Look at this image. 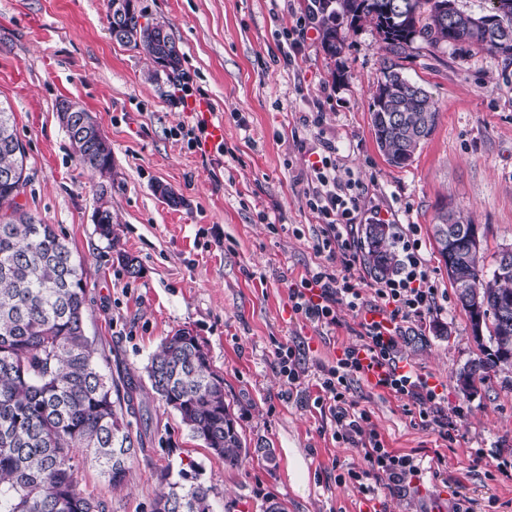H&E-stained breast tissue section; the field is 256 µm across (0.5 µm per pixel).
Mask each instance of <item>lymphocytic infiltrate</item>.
<instances>
[{
	"label": "lymphocytic infiltrate",
	"instance_id": "lymphocytic-infiltrate-1",
	"mask_svg": "<svg viewBox=\"0 0 512 512\" xmlns=\"http://www.w3.org/2000/svg\"><path fill=\"white\" fill-rule=\"evenodd\" d=\"M313 173L305 204L323 223L316 249L326 254L329 263L291 287L289 299L295 313L311 323L331 327L338 323L337 305H346L358 314L363 311V278L355 237L360 197L354 183L339 179L331 157H322L314 165ZM393 242L402 255L400 270L394 277L375 283V293L385 305L381 320L361 322V344L347 348L343 358L324 371L319 382L321 393L314 399L316 406L328 409L337 435L351 441L361 435L367 415L354 410L347 400L346 382L349 376L363 375L369 363L381 371L378 387L414 400L420 408L421 420L428 425L442 430L448 427L440 397L427 378L399 365L397 349L403 326L420 321L431 310L434 288L417 239L402 232L394 235ZM363 451L371 464L373 481L360 483L361 492H375L381 485L399 486L418 470L411 455L390 452L377 435H370Z\"/></svg>",
	"mask_w": 512,
	"mask_h": 512
}]
</instances>
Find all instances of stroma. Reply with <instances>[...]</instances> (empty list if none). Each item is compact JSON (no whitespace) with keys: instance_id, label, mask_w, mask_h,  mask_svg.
Masks as SVG:
<instances>
[{"instance_id":"1","label":"stroma","mask_w":512,"mask_h":512,"mask_svg":"<svg viewBox=\"0 0 512 512\" xmlns=\"http://www.w3.org/2000/svg\"><path fill=\"white\" fill-rule=\"evenodd\" d=\"M136 6L165 24L180 51L178 75L112 40L106 0H0V106L13 114L29 173L18 202L85 264V330L103 373L119 383L143 378L166 336L192 331L224 379L250 453L225 466L144 387L130 419L143 446L124 485L112 489L87 466L81 490L105 512H152L164 472L192 463L214 490L213 512H265L272 502L285 512H512V373L492 374L471 393L459 385L460 370L482 353L432 236L447 207L477 224L486 267L512 246V59L407 48L398 62L429 91L440 119L413 162L396 168L371 126L386 56L373 25L340 23L345 42L333 59L314 0ZM64 100L91 112L111 143V179L75 156L57 116ZM203 100L224 141L192 148L193 105ZM329 145L338 175L362 190L358 224L411 225L435 287L434 310L400 337L398 354L436 385L449 431L439 435L422 425L417 405L352 377L346 397L369 414L385 448L420 462L401 489L368 495L352 475L369 462L357 444L336 439L333 418L313 404L322 368L360 344L359 319L340 305L338 326L324 328L289 300L290 288L327 261L315 250L321 226L304 192ZM159 184L181 205L155 193ZM103 200L110 242L93 223ZM122 253L138 275L127 273ZM283 345L296 352L293 385L279 373ZM260 446L272 448L273 462Z\"/></svg>"}]
</instances>
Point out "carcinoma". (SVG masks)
Masks as SVG:
<instances>
[{"instance_id": "carcinoma-1", "label": "carcinoma", "mask_w": 512, "mask_h": 512, "mask_svg": "<svg viewBox=\"0 0 512 512\" xmlns=\"http://www.w3.org/2000/svg\"><path fill=\"white\" fill-rule=\"evenodd\" d=\"M343 16L374 22L385 50L398 56L412 44L447 45L457 55L496 51L512 57V0L493 5L475 19L443 6L448 0H318L322 48L336 57L344 45L336 25ZM122 45L143 49L175 75L179 51L165 25L140 23L143 14L126 0ZM12 113L0 107V512H103L104 505L79 488V465L93 463L114 487L123 485L135 451L122 406H132L140 386L130 380L122 396L112 397L113 382L102 373L86 335L85 269L50 224L23 211L16 202L28 181L25 149ZM439 112L430 93L385 59L373 94L374 139L387 163L405 167L434 132ZM80 163L112 173V147H97L77 132L68 133ZM98 190L96 231L112 241V211ZM433 236L457 300L469 316L474 340L486 357L459 377L463 390L475 389L490 372L512 370V253L501 252L492 272L485 271L477 229L469 220L445 214ZM386 224L365 226V261L376 277L399 268ZM153 395L174 410L190 436L211 453L236 466L249 448L235 414L224 400V379L211 367L198 337L182 329L168 336L145 367ZM161 476L152 512H212V489Z\"/></svg>"}]
</instances>
